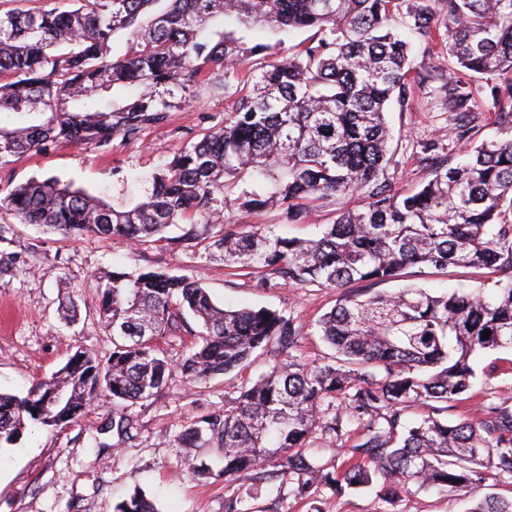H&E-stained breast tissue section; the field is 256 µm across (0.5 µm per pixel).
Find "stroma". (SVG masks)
<instances>
[{"instance_id":"35a3bbf8","label":"stroma","mask_w":512,"mask_h":512,"mask_svg":"<svg viewBox=\"0 0 512 512\" xmlns=\"http://www.w3.org/2000/svg\"><path fill=\"white\" fill-rule=\"evenodd\" d=\"M225 33L247 36L270 48L269 61L287 58L293 48L313 37L308 28L276 32L266 28L244 30L233 17L222 22ZM411 65L418 81L404 101H392L388 121L392 128L393 163L388 171L396 190L415 188L427 174L422 145L441 144L460 158L462 146L449 138L455 118L442 105L434 72L447 68L435 47L412 38ZM227 99L203 95L172 112L168 124L147 130L137 141L115 138L109 146L66 142L44 154H26L0 164V198L12 187L36 177L56 176L74 181L102 195L114 205H135L150 185L152 173L172 159L189 138L224 120ZM334 218L332 208H319L303 224L281 225L274 210L244 215L224 211V221L208 227L220 238L226 223L248 233L280 224L282 233L313 237ZM0 392L25 396L32 385L61 368L78 350L104 359L112 352V337L99 317L100 283L104 273L133 268L166 269L198 281L218 303L239 309L267 307L293 317L300 336L291 353L270 347L251 364L229 375L196 384L173 373L167 386L149 400L129 408L131 432L117 437L104 431L119 404L107 390H99L84 415L58 427L28 424L19 443L0 448V512H113L121 499L141 489L158 512H224L226 499L251 486V474L227 482H201L184 469L186 458H205L213 469L223 466L218 448H195L181 439L191 421L223 414L238 388L251 385L275 364L294 357L314 367L327 362L332 351L321 339L317 322L340 299L339 291L316 286L269 285L261 280L229 274L223 263L209 258L203 248L172 251L160 242L133 243L96 235L66 238L24 224L8 208L0 207ZM434 295L457 289L495 292L494 279L472 269L412 267L401 278L377 284L381 293L408 285ZM74 306L76 320L64 324L65 307ZM476 377L470 397L450 407L452 422H479L484 404L512 398V352L489 351L474 361ZM469 491L442 493L411 486L395 502L370 490L339 494L319 486L315 498L301 497L293 480L275 479L260 496L246 499L243 512H466Z\"/></svg>"}]
</instances>
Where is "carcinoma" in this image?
Here are the masks:
<instances>
[{"mask_svg": "<svg viewBox=\"0 0 512 512\" xmlns=\"http://www.w3.org/2000/svg\"><path fill=\"white\" fill-rule=\"evenodd\" d=\"M72 2L67 10L50 2L0 12V112L45 116L0 127L1 165L64 141L105 147L117 136L138 140L202 91L223 94L231 106L224 122L151 175V189L134 207L117 208L58 177L31 178L3 198L22 223L64 236L202 246L224 268L262 280L364 287L319 319L334 350L328 363L278 364L242 388L224 415L191 423L185 438L223 449L224 467L216 474L192 460L187 471L199 481L218 475L226 482L251 472L249 498L275 478H297L306 498L322 482L337 492L375 487L386 499L411 483L477 490L490 472L512 479V402L486 404L477 426L442 418L471 389L479 353L512 351V0H437L441 28L416 0H169L160 11L161 0ZM224 15L247 30L315 28L317 35L293 56L256 68L249 61L268 46L211 30ZM396 17L448 60L444 103L459 120L455 138L469 144L455 165L433 157L428 177L402 194L388 176L386 119L390 100L403 98L411 82L409 45L389 28ZM131 27L134 49L115 53L113 35ZM477 75L490 88L486 109L472 90ZM129 88L135 94L113 100L109 110L89 102ZM485 113L503 137L473 145ZM249 179L236 197L228 195ZM347 195L361 197L362 207L341 212L315 238L228 226L208 242L196 231L229 206L242 213L280 208L295 224L313 203L330 207ZM178 224L190 228L166 236ZM417 265L485 269L507 279L497 281L491 298L415 287L372 291ZM99 316L112 334L110 357L77 351L26 396L0 393V445L15 444L27 419L45 426L79 419L103 387L122 404L106 428L127 433V409L155 396L171 375L155 343L160 336L197 337L179 365L190 384L228 374L269 346L289 350L299 337L294 321L277 311L225 309L197 282L159 269L113 271ZM334 400L347 418L321 421L322 407ZM410 401L427 414L398 439ZM346 421L362 433L348 465L326 473L306 455L308 441L318 428L342 440ZM114 512L158 510L136 490ZM470 512H512V498L486 494Z\"/></svg>", "mask_w": 512, "mask_h": 512, "instance_id": "1", "label": "carcinoma"}]
</instances>
